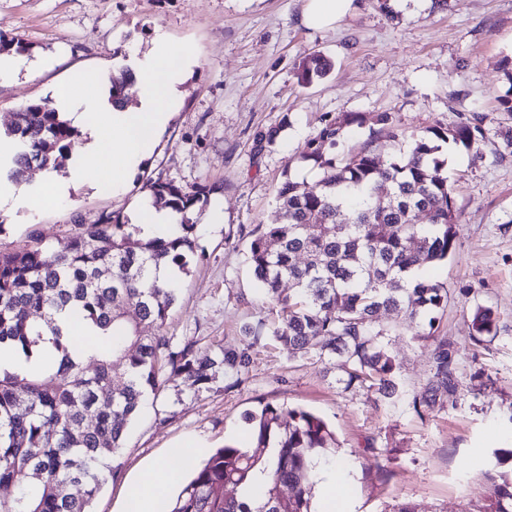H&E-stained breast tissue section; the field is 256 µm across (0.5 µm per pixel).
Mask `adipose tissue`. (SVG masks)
<instances>
[{
	"label": "adipose tissue",
	"mask_w": 512,
	"mask_h": 512,
	"mask_svg": "<svg viewBox=\"0 0 512 512\" xmlns=\"http://www.w3.org/2000/svg\"><path fill=\"white\" fill-rule=\"evenodd\" d=\"M353 0H305L302 24L312 30L334 28L352 9ZM130 73L138 95L137 105L118 108L87 83L88 76L76 74L58 91L55 106L68 114L86 134L84 146L71 158L68 178L42 176L25 189L7 177L18 151L13 139L0 136V201L20 197L30 212L37 213L69 197V186L111 171L113 191L127 185L149 151L155 131L168 123L176 85L187 71L188 54L173 48L165 35H157L145 53H129ZM205 450L202 442L180 447L177 456L149 464L127 485L121 512H161L169 490L176 487L188 465ZM340 473L321 463L316 467L315 512H354L350 498L337 490Z\"/></svg>",
	"instance_id": "adipose-tissue-1"
}]
</instances>
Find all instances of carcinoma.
Here are the masks:
<instances>
[{
    "label": "carcinoma",
    "instance_id": "carcinoma-1",
    "mask_svg": "<svg viewBox=\"0 0 512 512\" xmlns=\"http://www.w3.org/2000/svg\"><path fill=\"white\" fill-rule=\"evenodd\" d=\"M329 70L322 56L311 55L300 63L298 79L307 84ZM127 77L126 70L110 77L112 103H129ZM369 120L398 136L388 112L325 120L304 155L317 164L319 178H286L277 201L288 222L259 224L249 232L247 264L263 297L278 308L271 336L288 356H327L344 389L357 386L387 405L399 399V383L396 360L382 342L389 329L378 323V313H404L416 325L413 339L430 348L433 363L413 406L431 408L460 388L455 348L435 328L448 306V287L418 275L453 254L458 234L459 215L439 153L445 143L468 148L484 138L483 119L432 128L384 163L368 148L336 156L346 129ZM287 126L284 118L259 133L257 146L273 145ZM4 135L23 147L8 172L17 180L30 160L48 166L55 153L71 150L79 132L55 108L32 103L15 113ZM146 188L153 204L162 201L182 214L166 238L141 243L134 239L136 225L112 212L78 225L53 251L34 235L19 250L0 248V345L28 355L48 341L54 359L39 374L0 370V512H90L105 482L98 464L106 462L109 475L115 474L112 462L125 448L147 391L156 393L179 377L200 388L220 373H241L251 362V343L201 356L196 342L175 347L163 334L177 276L189 275L195 255L192 211L216 188L159 179ZM424 209L428 224L418 223ZM162 265L174 278H159ZM285 282L292 287L288 294ZM73 307L98 331L89 354L72 349L55 321L56 313ZM146 324L157 333L144 334ZM471 329L477 342L494 339V311L477 309ZM90 413L92 426L85 424ZM245 420L253 446L214 449L163 512H314L312 458L335 445L327 423L302 407L272 403ZM486 480L488 494L466 512H512V473L489 472ZM72 486L83 494L74 496ZM283 487L290 493L283 494Z\"/></svg>",
    "mask_w": 512,
    "mask_h": 512
}]
</instances>
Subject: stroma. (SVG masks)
Wrapping results in <instances>:
<instances>
[{"instance_id":"obj_1","label":"stroma","mask_w":512,"mask_h":512,"mask_svg":"<svg viewBox=\"0 0 512 512\" xmlns=\"http://www.w3.org/2000/svg\"><path fill=\"white\" fill-rule=\"evenodd\" d=\"M302 6L303 0H0V37L19 42L22 57L39 71L0 86L6 124L20 107L52 101L73 72L109 79L125 66V45L147 52L157 33L195 58L169 123L124 192L86 183L38 215L2 206L0 245L22 246L35 233L54 248L101 214L134 217L150 178L215 186L194 209L192 272L179 285L165 333L176 345L237 348L245 343L242 324L275 318L247 270L250 239L238 228L280 216L276 197L285 179H316L317 168L303 155L325 119L392 113L399 137L353 126L338 148L343 154L368 143L386 160L429 128L477 114L484 138L440 153L459 213L456 249L447 262L422 271L449 289L437 333L457 351L459 391L434 410H414L431 358L391 311H380L379 321L391 329L385 341L398 363L403 395L395 406L374 403L363 389H343L327 362L290 360L265 339L238 380L220 377L202 391L176 380L148 397L129 429L120 473L104 483L91 512H116L125 479L180 442L248 447L245 415L267 403L302 406L329 422L336 437L330 459L345 464L355 512H389L403 502L418 512H460L483 498L487 471L512 470L493 455L512 448V114L498 103L512 86L501 67L512 59V0H391L385 12L376 0H353L335 28L318 32L301 25ZM312 54L331 69L304 85L298 67ZM275 126V145L257 150L256 134ZM216 205L224 218L208 223ZM480 306L495 312L498 330L477 345L471 315Z\"/></svg>"}]
</instances>
